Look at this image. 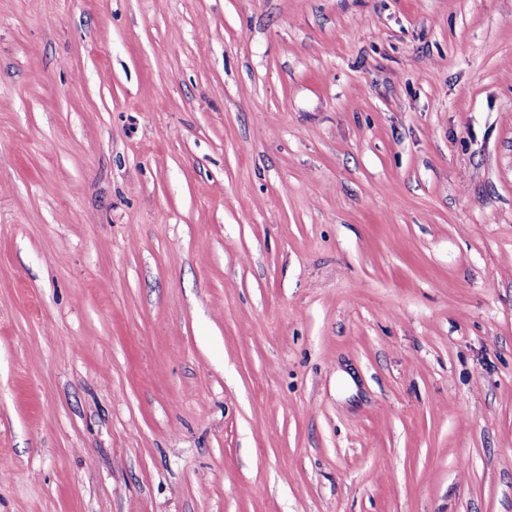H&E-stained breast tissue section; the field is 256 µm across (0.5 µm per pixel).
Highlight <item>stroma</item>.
I'll list each match as a JSON object with an SVG mask.
<instances>
[{
    "mask_svg": "<svg viewBox=\"0 0 512 512\" xmlns=\"http://www.w3.org/2000/svg\"><path fill=\"white\" fill-rule=\"evenodd\" d=\"M0 512H512V0H0Z\"/></svg>",
    "mask_w": 512,
    "mask_h": 512,
    "instance_id": "stroma-1",
    "label": "stroma"
}]
</instances>
